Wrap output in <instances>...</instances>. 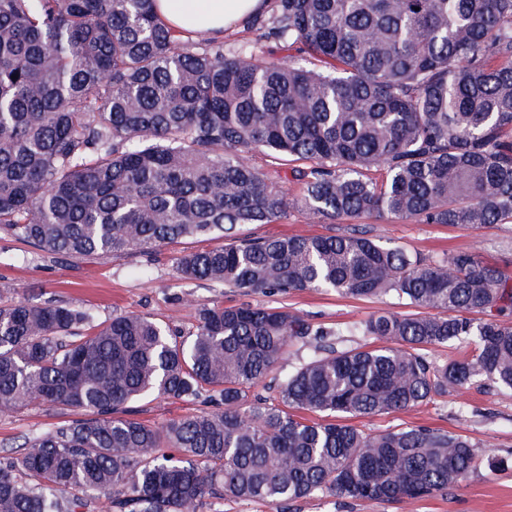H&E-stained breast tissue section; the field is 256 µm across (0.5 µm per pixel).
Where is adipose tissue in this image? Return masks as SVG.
I'll use <instances>...</instances> for the list:
<instances>
[{
  "instance_id": "ef3b65f1",
  "label": "adipose tissue",
  "mask_w": 512,
  "mask_h": 512,
  "mask_svg": "<svg viewBox=\"0 0 512 512\" xmlns=\"http://www.w3.org/2000/svg\"><path fill=\"white\" fill-rule=\"evenodd\" d=\"M268 0H157L159 15L181 27L192 23L221 32L235 22L267 9Z\"/></svg>"
}]
</instances>
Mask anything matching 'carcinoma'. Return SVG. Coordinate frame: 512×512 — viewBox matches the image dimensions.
I'll use <instances>...</instances> for the list:
<instances>
[{"mask_svg":"<svg viewBox=\"0 0 512 512\" xmlns=\"http://www.w3.org/2000/svg\"><path fill=\"white\" fill-rule=\"evenodd\" d=\"M155 2L0 0V231L72 257L207 242L177 275L419 311L335 331L217 305L184 339L136 313L82 334L91 315L70 305L0 306V411L93 414L0 459V512H85L96 498L109 512L275 508L314 494L408 505L458 485L477 467L467 437L346 419L483 381L512 390V281L472 253L429 259L362 233H237L288 210L256 152L297 164L304 207L331 221L512 224V0H274L269 20L252 19L324 72L226 54ZM347 332L364 343H326ZM455 341L472 353L429 358ZM294 344L312 354L278 403L251 397ZM203 394L213 410L160 427L129 417L147 395ZM275 512L267 504L258 501L215 502L207 505L204 512Z\"/></svg>","mask_w":512,"mask_h":512,"instance_id":"1","label":"carcinoma"}]
</instances>
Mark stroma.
I'll use <instances>...</instances> for the list:
<instances>
[{"instance_id":"35a3bbf8","label":"stroma","mask_w":512,"mask_h":512,"mask_svg":"<svg viewBox=\"0 0 512 512\" xmlns=\"http://www.w3.org/2000/svg\"><path fill=\"white\" fill-rule=\"evenodd\" d=\"M220 40L228 53L242 48L260 59L285 55L273 40L245 21L226 29ZM280 174L293 206L276 223L245 227L244 237L317 236L359 230L383 244L399 246L427 258L471 252L512 277V224L473 229L387 216L346 218L330 224L299 205L301 183L293 177L290 167H281ZM195 248V242L186 240L151 252L99 253L75 258L0 234V305L24 297L58 301L89 312L97 323L116 313H142L184 337L194 333L199 309L216 305L283 306L315 324L341 329L356 326L371 314L394 306L388 298L355 299L325 289L288 294L248 292L181 279L175 273V261ZM205 407L201 399L149 397L135 404L133 416L146 424L160 426ZM86 417V411L81 409L41 406L0 412V457L19 456L26 442L60 423ZM356 424L368 431L423 425L461 433L476 443L480 463L459 486L408 506L314 495L285 505L284 512H512L511 390L474 386L409 410L360 418ZM492 459L497 462L493 468L488 465Z\"/></svg>"}]
</instances>
